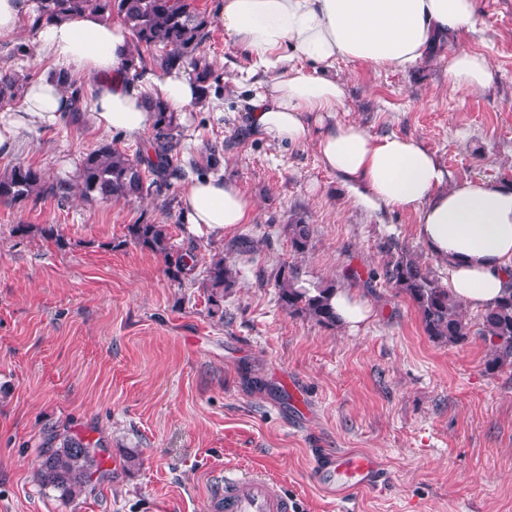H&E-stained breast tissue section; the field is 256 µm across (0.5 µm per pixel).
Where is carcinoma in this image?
<instances>
[{
    "label": "carcinoma",
    "instance_id": "obj_1",
    "mask_svg": "<svg viewBox=\"0 0 512 512\" xmlns=\"http://www.w3.org/2000/svg\"><path fill=\"white\" fill-rule=\"evenodd\" d=\"M86 12L117 20L128 30L130 59L124 79H130V72L143 68L170 72L187 67L199 87L200 99L221 97L219 76L204 51L211 20L195 7L193 0H36L28 26L36 30ZM57 78L72 101L70 122L76 123L89 111L91 97L85 84L68 72L58 71ZM28 80L27 75L1 68L0 103L21 100ZM143 106L154 114V122L151 135L140 143L134 155L102 141L84 153L74 181L54 180L38 167L15 164L0 173V200L15 203L51 197L63 205L74 196L128 201L159 192L170 179L182 176L176 164L181 145L178 117L164 101L149 94L144 97ZM127 233L136 245L163 256L174 279L181 281L194 276L198 263L196 247L174 249L166 225L130 224ZM288 234L292 252L306 253L312 234L310 225L302 221L290 224ZM386 256L381 270H371L368 280L381 278L409 297L430 338L456 346L467 343L471 327L462 316L461 304L449 295L448 288L429 267L410 249L396 244L387 247ZM204 273L211 314L222 322L221 303L237 286V270L226 258L214 256ZM276 282L279 302L288 313L308 317L324 327L337 325L336 311L330 304L336 284L303 288L293 266L279 268ZM479 336L489 347L485 372L495 374L512 369V292L481 310ZM100 447L98 442L66 436L59 444L45 448L37 473L40 488L67 502L81 496L92 476L100 471Z\"/></svg>",
    "mask_w": 512,
    "mask_h": 512
}]
</instances>
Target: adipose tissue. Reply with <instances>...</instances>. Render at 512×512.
<instances>
[{
  "label": "adipose tissue",
  "mask_w": 512,
  "mask_h": 512,
  "mask_svg": "<svg viewBox=\"0 0 512 512\" xmlns=\"http://www.w3.org/2000/svg\"><path fill=\"white\" fill-rule=\"evenodd\" d=\"M478 0H221L220 20L233 45L259 73L249 103L255 127L280 141L307 143L319 126L318 150L349 200L371 213L416 214L415 233L448 274L449 293L482 309L512 291V184L483 178L450 181L447 170L418 140L370 135L340 122L344 91L335 73L340 60L405 72L420 63L440 37L473 31ZM43 53L92 87L97 128L134 136L153 123L145 94L182 111L197 98L184 72H145L123 78L129 35L117 21L86 13L37 32ZM489 59L457 48L448 83L465 94L487 89ZM68 97L51 77L28 86L19 108L0 114V154L13 151L22 130L66 121ZM190 231L218 236L247 223L251 201L223 173L190 179L181 194Z\"/></svg>",
  "instance_id": "adipose-tissue-1"
}]
</instances>
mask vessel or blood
I'll return each instance as SVG.
<instances>
[{"label":"vessel or blood","instance_id":"vessel-or-blood-1","mask_svg":"<svg viewBox=\"0 0 512 512\" xmlns=\"http://www.w3.org/2000/svg\"><path fill=\"white\" fill-rule=\"evenodd\" d=\"M312 473L321 487L348 498L381 486L380 460L363 451L319 452L312 459ZM210 512H295L293 500L263 473L225 470L224 485L212 496Z\"/></svg>","mask_w":512,"mask_h":512}]
</instances>
